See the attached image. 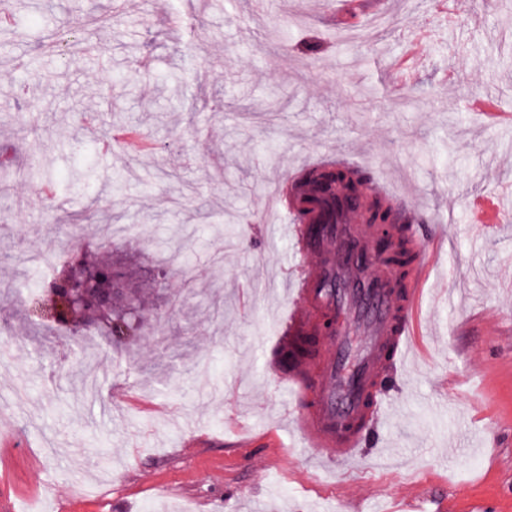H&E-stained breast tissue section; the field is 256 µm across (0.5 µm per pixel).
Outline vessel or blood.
Listing matches in <instances>:
<instances>
[{
    "mask_svg": "<svg viewBox=\"0 0 512 512\" xmlns=\"http://www.w3.org/2000/svg\"><path fill=\"white\" fill-rule=\"evenodd\" d=\"M464 207L486 232L512 220V207L498 194L468 198ZM275 209L298 238L303 261L292 320L308 327L326 314L336 319L335 330L318 340V377H307L301 366L287 377L296 430L307 447L337 450L344 463L354 464L390 410L391 396L376 381L383 362L399 368L406 361L437 252L432 238L418 235L407 284L397 290L383 278L374 240L357 223L356 209L346 212L343 223L319 226L297 223L283 200Z\"/></svg>",
    "mask_w": 512,
    "mask_h": 512,
    "instance_id": "1",
    "label": "vessel or blood"
}]
</instances>
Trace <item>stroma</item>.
<instances>
[{"label": "stroma", "instance_id": "stroma-1", "mask_svg": "<svg viewBox=\"0 0 512 512\" xmlns=\"http://www.w3.org/2000/svg\"><path fill=\"white\" fill-rule=\"evenodd\" d=\"M433 0H384L371 41L336 25L342 0H27L0 34V499L16 512H512V335L478 322L512 307V224L485 234L464 199L512 185V0H463L434 27L390 111L396 66ZM98 115L85 128V110ZM140 126L147 156L103 154ZM90 145L74 154L75 142ZM407 193L445 245L419 315L417 355L375 453L351 470L305 449L278 386L297 242L269 211L277 185L322 155ZM88 233L50 223L44 175ZM96 241L150 284L165 255L183 307L164 338H98L100 363L28 328L30 260Z\"/></svg>", "mask_w": 512, "mask_h": 512}]
</instances>
